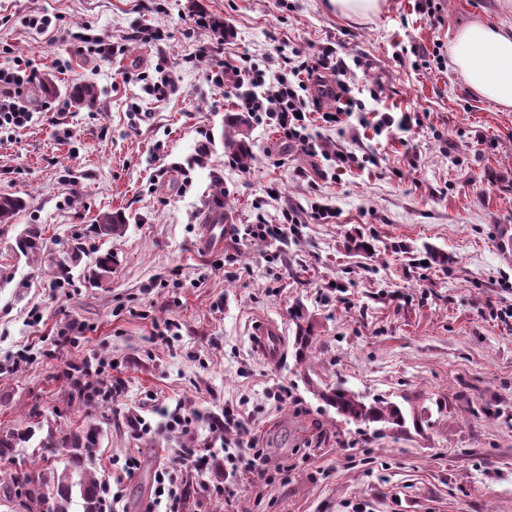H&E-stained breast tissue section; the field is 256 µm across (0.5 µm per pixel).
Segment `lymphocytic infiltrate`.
<instances>
[{
  "label": "lymphocytic infiltrate",
  "instance_id": "f902f5d3",
  "mask_svg": "<svg viewBox=\"0 0 512 512\" xmlns=\"http://www.w3.org/2000/svg\"><path fill=\"white\" fill-rule=\"evenodd\" d=\"M36 73L26 61L17 59L0 66V132L27 127L33 117L32 109L21 100L27 85L33 84ZM254 91L238 96L236 106L250 117H267L279 133L300 150L314 153L311 113H320L326 123L339 122L341 114L362 111L363 106L354 94L352 68L326 47L314 54L282 57L274 72L253 69ZM342 104V113L321 108L323 98ZM213 454L209 448H188L171 464L159 467L154 476V503L164 512H180L183 490L179 475L184 463H191L197 474H205Z\"/></svg>",
  "mask_w": 512,
  "mask_h": 512
}]
</instances>
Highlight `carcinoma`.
<instances>
[{
    "instance_id": "1",
    "label": "carcinoma",
    "mask_w": 512,
    "mask_h": 512,
    "mask_svg": "<svg viewBox=\"0 0 512 512\" xmlns=\"http://www.w3.org/2000/svg\"><path fill=\"white\" fill-rule=\"evenodd\" d=\"M72 103L80 107L88 105L97 98V90L92 84L75 86L70 91ZM241 122L231 116L224 125V146L233 152L238 166L249 170L254 162L251 144L240 136ZM27 208V201L21 196L0 195V224H12L15 218ZM126 226L125 217L120 212L106 211L98 214L94 232L100 237H119ZM18 250L24 255H37L43 251L42 232L37 224H29L17 239ZM311 345V336L302 326H297L294 336L296 360L302 362ZM317 396L326 406L335 410L336 415L346 423L357 425H375L377 431L403 433L408 426L419 428L423 422L422 414L416 410L405 411L400 405L387 399L377 398L371 402L341 384L327 385L319 390ZM32 431H0V457L10 454L21 441L32 438ZM93 440L87 433L73 432L53 443L46 442L43 447L55 453L66 451L73 465L80 468V478L73 480L70 469L65 467L47 474H33L26 470H13L3 484V496L11 497L12 487L20 489V497L12 502V512H68L73 489H78L83 501V512H100V479L96 473L81 464L86 459L85 451L91 448Z\"/></svg>"
}]
</instances>
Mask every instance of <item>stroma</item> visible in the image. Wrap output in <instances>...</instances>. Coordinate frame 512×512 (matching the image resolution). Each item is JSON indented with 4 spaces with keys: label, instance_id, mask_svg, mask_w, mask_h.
<instances>
[{
    "label": "stroma",
    "instance_id": "stroma-1",
    "mask_svg": "<svg viewBox=\"0 0 512 512\" xmlns=\"http://www.w3.org/2000/svg\"><path fill=\"white\" fill-rule=\"evenodd\" d=\"M418 2L387 0L351 21L323 0H153L150 11L140 0H0V65L29 61L38 82L28 100L52 104L27 128L0 133V194L28 202L0 225V430L34 432L0 468L44 471L42 441L91 428L98 477L125 456L141 461L123 483L121 512H152L159 464L210 443L211 420L229 409L267 469L287 468L288 478L258 487L250 466L217 455L205 476L183 468L181 512H512V249L499 245L512 233V110L469 90L449 59L422 67L415 53L447 47L460 24L492 17L496 0H437L434 19ZM201 7L232 27L225 53L235 58L261 64L281 47L330 46L359 57L366 113L407 115L410 127L378 133L354 114L338 124L313 116L322 143L358 158L339 173L251 119L253 165L230 167L224 122L250 85L215 84L221 57L195 59L210 41L191 21ZM44 11L121 53L104 59L26 27ZM135 26L166 39L129 40ZM162 75L177 91L159 101L145 81ZM83 83L98 97L73 106L69 92ZM315 202L335 218L272 241L240 235L257 216L276 224L283 207ZM218 205L234 232L219 249L197 250ZM104 211L124 214L122 236L92 233ZM29 224L43 232L35 258L16 247ZM108 250L117 265L89 281ZM261 320L284 337L277 363L252 346ZM71 322L76 331L58 346ZM169 323L179 336L167 344L157 334ZM300 326L313 340L302 363ZM25 347L32 359L12 365ZM87 358L117 387L112 401L87 405L65 377ZM337 381L368 400L427 409V420L399 435L343 422L313 393ZM281 384L291 396L278 403L269 393ZM164 407L192 417L189 429L134 438L129 419ZM205 480L224 494L204 493Z\"/></svg>",
    "mask_w": 512,
    "mask_h": 512
}]
</instances>
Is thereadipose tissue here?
Masks as SVG:
<instances>
[{"label": "adipose tissue", "instance_id": "obj_1", "mask_svg": "<svg viewBox=\"0 0 512 512\" xmlns=\"http://www.w3.org/2000/svg\"><path fill=\"white\" fill-rule=\"evenodd\" d=\"M499 16L476 18L448 39L454 71L477 95L512 109V0H499Z\"/></svg>", "mask_w": 512, "mask_h": 512}]
</instances>
